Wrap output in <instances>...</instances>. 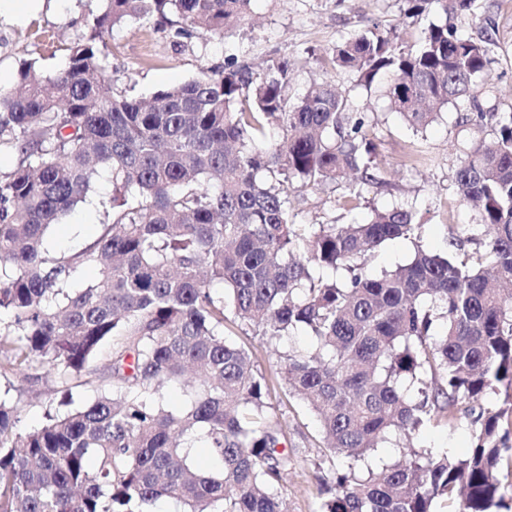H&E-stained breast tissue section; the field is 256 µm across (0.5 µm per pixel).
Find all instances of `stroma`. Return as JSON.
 <instances>
[{
  "mask_svg": "<svg viewBox=\"0 0 512 512\" xmlns=\"http://www.w3.org/2000/svg\"><path fill=\"white\" fill-rule=\"evenodd\" d=\"M407 7L406 0H252L249 21L224 37L197 36L179 44L172 41L168 30L158 27L155 19L130 20L112 31L113 88L130 97H147L161 88L223 71L231 57L238 64L258 68L286 54L299 60L291 97H301L312 82L336 81L375 137L379 182L351 212L344 209L342 193L333 186L292 190V218L299 224H347L367 217L375 208L413 206L422 223L419 243L405 239L387 242L368 265L369 271L377 274L406 263L418 245L445 253L449 225L475 221L473 212L457 201L452 183L458 162L473 137L470 127L458 122L464 107L448 105L437 122L416 129L393 113L378 89L357 85L346 74L321 62L337 42L373 25L394 29L398 45L407 48L417 42L429 24L445 20L439 12L406 17ZM101 8L100 0H41L38 9L25 18L1 15L0 91L12 86L21 60L38 59L49 73L63 66L62 56L53 54L49 46L37 44L36 33L74 36ZM475 13L476 21L459 25V34L478 39L490 25L497 40L493 62L476 80L481 108L487 113L510 111L512 0H476ZM110 196L107 177L98 178L87 201L51 227L47 247L71 250L95 239L100 233L104 203ZM224 333L253 352L258 370L271 385V416L282 424L289 447L297 451L283 487L290 512H321L323 498L310 463L318 452L315 416L302 401L289 397L274 356L251 331L240 327L229 311L224 314ZM415 441L418 446L460 457L472 445V427L465 418L451 423L434 421L420 428Z\"/></svg>",
  "mask_w": 512,
  "mask_h": 512,
  "instance_id": "1",
  "label": "stroma"
}]
</instances>
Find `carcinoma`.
Instances as JSON below:
<instances>
[{
	"label": "carcinoma",
	"mask_w": 512,
	"mask_h": 512,
	"mask_svg": "<svg viewBox=\"0 0 512 512\" xmlns=\"http://www.w3.org/2000/svg\"><path fill=\"white\" fill-rule=\"evenodd\" d=\"M63 42L53 74L25 60L0 94V151L19 162L0 174V379L54 392L96 387L73 410L47 412L22 431L20 401L0 400V512H150L160 498L183 512H289L292 457L270 416L271 389L252 353L224 334V309L269 346L304 333L306 349L280 353L288 391L320 423L312 460L323 512L507 509L499 467L512 433V112L458 164L454 189L477 224L450 225L456 253L416 247L373 276L368 258L418 238L412 207L372 210L354 224H297L288 184H346L358 201L378 181L376 145L333 81L293 100L296 64L224 71L157 90L117 93L109 74L112 28L156 17L174 36L221 37L251 0H103ZM476 18L475 0H407ZM489 33L473 40L430 24L403 50L377 25L342 40L333 67L368 88L386 80L391 108L415 128L458 99L476 113L475 78L493 61ZM112 196L99 236L52 252L45 238L84 201L100 171ZM482 236L480 247L464 250ZM94 267L97 279L79 282ZM186 392L180 408L162 394ZM502 386L506 408L482 406ZM471 419L462 457L417 448L428 420ZM208 449L200 466L194 448ZM379 448L399 458L382 464ZM343 458L338 470L334 458Z\"/></svg>",
	"instance_id": "carcinoma-1"
}]
</instances>
